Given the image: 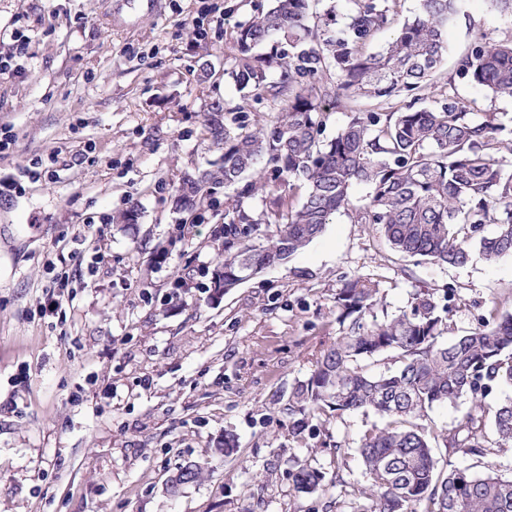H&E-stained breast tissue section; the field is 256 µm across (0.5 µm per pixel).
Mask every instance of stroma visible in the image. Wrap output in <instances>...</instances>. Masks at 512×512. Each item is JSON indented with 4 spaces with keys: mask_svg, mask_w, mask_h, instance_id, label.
Masks as SVG:
<instances>
[{
    "mask_svg": "<svg viewBox=\"0 0 512 512\" xmlns=\"http://www.w3.org/2000/svg\"><path fill=\"white\" fill-rule=\"evenodd\" d=\"M160 3L119 28L111 0H0V56L18 67L0 75V129L14 136L0 153V512H325L368 485L357 448L383 424L357 413L300 439L288 431L291 391L339 334L343 279L378 281L380 318L417 293L454 289L460 336L494 302L512 308V256L417 265L377 225L341 213L288 263L216 294L222 221L183 223L175 188L222 159L204 122L213 102L259 120L273 112L224 73L238 24L270 0ZM480 36L512 38V19L491 0H460L434 91L512 116V100L453 77ZM51 153L49 173L10 191ZM130 208L135 223H113ZM78 235L106 259L61 312L46 313V263L74 267L59 243ZM435 454L443 469L512 478V447ZM298 463L344 483L299 492L288 475ZM189 464L202 476L172 487Z\"/></svg>",
    "mask_w": 512,
    "mask_h": 512,
    "instance_id": "stroma-1",
    "label": "stroma"
}]
</instances>
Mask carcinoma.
<instances>
[{"label":"carcinoma","instance_id":"cac0c4a2","mask_svg":"<svg viewBox=\"0 0 512 512\" xmlns=\"http://www.w3.org/2000/svg\"><path fill=\"white\" fill-rule=\"evenodd\" d=\"M398 2L273 0L239 25L229 74L238 90L271 98L278 111L250 131L242 108L212 103L206 128L224 147L222 164L176 188L186 224L214 208L220 189L233 190L225 196L224 263L216 273L224 291L287 263L349 206L357 184L368 193L356 222L378 225L402 257L460 267L475 252L489 263L512 255V117L505 123L450 95L433 107L419 105L448 52L457 0H419L417 13L403 21ZM393 25L394 37L368 50L374 35ZM263 43L269 51L255 53ZM272 68L279 77L271 82ZM454 76L511 99L512 40L476 39L457 60ZM351 98L395 106L353 112L335 137L321 140L327 107ZM301 189V203H285L284 192ZM259 194L265 210L256 218L245 201ZM262 224L275 229L256 247L249 240ZM488 225L494 231L487 232ZM378 293V282L363 276L345 279L336 293L340 334L288 397L293 433L303 434L314 419L345 413L372 412L385 420L356 448L370 485L349 493L351 512H417L421 503L423 512H512V479L442 471L434 453L441 443L482 456L490 430L498 446H512V398L487 403L493 389L512 387V312L495 307L446 343L454 289L444 304L419 293L409 309L383 320L373 314ZM384 356L395 367L372 370ZM463 396L472 408L454 433L416 423L433 406ZM200 474L197 465L184 467L172 488ZM289 476L307 494L343 483L308 464L295 465ZM362 498L371 509L363 508Z\"/></svg>","mask_w":512,"mask_h":512}]
</instances>
